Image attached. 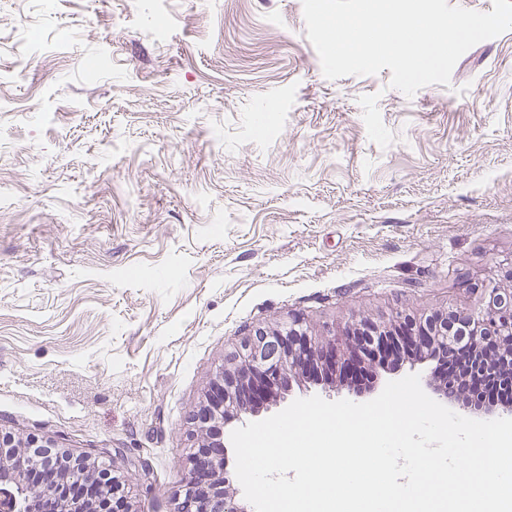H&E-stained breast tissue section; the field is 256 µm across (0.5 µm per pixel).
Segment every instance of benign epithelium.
Listing matches in <instances>:
<instances>
[{"label": "benign epithelium", "mask_w": 512, "mask_h": 512, "mask_svg": "<svg viewBox=\"0 0 512 512\" xmlns=\"http://www.w3.org/2000/svg\"><path fill=\"white\" fill-rule=\"evenodd\" d=\"M479 291V310L457 307L420 316L400 313L401 331L389 323L361 317L353 319L338 335L326 329L321 338L313 334L305 318L295 316L273 327H259L244 339L232 358L216 375L206 404L193 415L195 451L181 500L175 512H247L230 492L224 450V406L239 410L274 399L288 386V379L315 367L349 376L357 373L366 353V343L380 338L379 351L400 357L411 351L423 363L426 357H453L461 348L471 351V369L497 376L512 386V359H492L489 350L495 337L508 339L512 347V289L495 280L467 283L465 292ZM122 490L114 469L75 456L50 441L19 438L0 429V512H113L118 502L122 512H134L118 499Z\"/></svg>", "instance_id": "obj_1"}]
</instances>
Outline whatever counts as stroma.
Wrapping results in <instances>:
<instances>
[{
	"label": "stroma",
	"instance_id": "1",
	"mask_svg": "<svg viewBox=\"0 0 512 512\" xmlns=\"http://www.w3.org/2000/svg\"><path fill=\"white\" fill-rule=\"evenodd\" d=\"M0 427L113 463L174 512L190 416L256 327L477 308L512 266V30L406 97L327 79L302 0H0ZM293 377L276 401L364 403Z\"/></svg>",
	"mask_w": 512,
	"mask_h": 512
}]
</instances>
